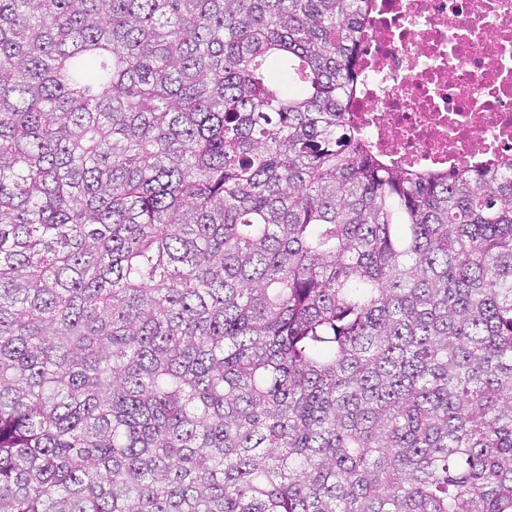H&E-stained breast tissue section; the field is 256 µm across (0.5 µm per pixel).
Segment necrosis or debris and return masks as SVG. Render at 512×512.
Listing matches in <instances>:
<instances>
[{
  "instance_id": "4bbe7bcc",
  "label": "necrosis or debris",
  "mask_w": 512,
  "mask_h": 512,
  "mask_svg": "<svg viewBox=\"0 0 512 512\" xmlns=\"http://www.w3.org/2000/svg\"><path fill=\"white\" fill-rule=\"evenodd\" d=\"M351 110L396 166L511 160L512 0H373Z\"/></svg>"
}]
</instances>
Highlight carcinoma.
<instances>
[{
    "instance_id": "1",
    "label": "carcinoma",
    "mask_w": 512,
    "mask_h": 512,
    "mask_svg": "<svg viewBox=\"0 0 512 512\" xmlns=\"http://www.w3.org/2000/svg\"><path fill=\"white\" fill-rule=\"evenodd\" d=\"M371 0H0V512H512V161L350 120Z\"/></svg>"
}]
</instances>
